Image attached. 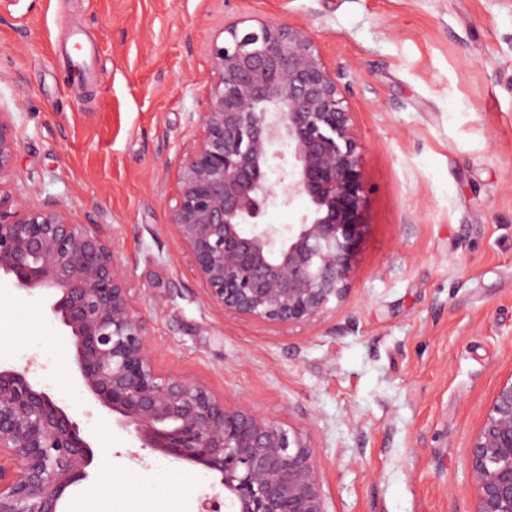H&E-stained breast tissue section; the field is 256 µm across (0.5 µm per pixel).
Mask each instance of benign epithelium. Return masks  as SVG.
Wrapping results in <instances>:
<instances>
[{"instance_id": "7a95c632", "label": "benign epithelium", "mask_w": 512, "mask_h": 512, "mask_svg": "<svg viewBox=\"0 0 512 512\" xmlns=\"http://www.w3.org/2000/svg\"><path fill=\"white\" fill-rule=\"evenodd\" d=\"M209 56L214 93L179 161L169 224L224 312L310 323L346 298L364 228L361 146L336 71L309 28L289 22L232 23ZM285 142L292 162L279 193L269 172ZM16 152L12 113L0 110V279L47 297L92 403L142 447L216 473L228 512H326L307 437L156 369L113 250L66 204L35 206L14 187ZM276 197L306 200L299 222H263ZM31 373L29 363L0 365V512H61L93 458L79 424ZM465 455L474 512H512V377Z\"/></svg>"}]
</instances>
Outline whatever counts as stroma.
I'll return each mask as SVG.
<instances>
[{
    "label": "stroma",
    "mask_w": 512,
    "mask_h": 512,
    "mask_svg": "<svg viewBox=\"0 0 512 512\" xmlns=\"http://www.w3.org/2000/svg\"><path fill=\"white\" fill-rule=\"evenodd\" d=\"M252 18L310 28L362 147L347 297L290 329L213 304L168 222L209 47ZM0 109L15 184L96 226L157 369L306 435L327 512H473L465 450L512 377V0H0ZM0 320V363L34 360L92 446L63 512H226L202 466L89 410L40 296L1 283Z\"/></svg>",
    "instance_id": "stroma-1"
}]
</instances>
